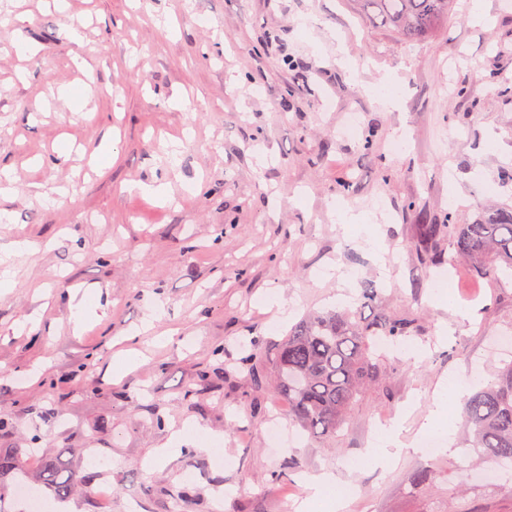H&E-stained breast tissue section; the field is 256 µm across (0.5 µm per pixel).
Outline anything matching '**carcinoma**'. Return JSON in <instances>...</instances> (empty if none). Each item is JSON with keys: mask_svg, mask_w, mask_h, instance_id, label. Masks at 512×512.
Masks as SVG:
<instances>
[{"mask_svg": "<svg viewBox=\"0 0 512 512\" xmlns=\"http://www.w3.org/2000/svg\"><path fill=\"white\" fill-rule=\"evenodd\" d=\"M379 25L409 40L428 35L448 20L455 0H354ZM448 233V264L459 258L481 262L480 272L494 278L512 271V208H480L477 218L460 227L424 224L430 242ZM410 319L379 314L364 321L349 309H331L303 317L276 349V388L288 397L292 419L310 435L333 437L346 420L356 396L377 372L378 349L386 338L397 345L413 333ZM470 447L483 459L512 462V362L495 381L479 386L464 405ZM35 449L0 451V484L21 480ZM94 474H79L62 464L43 469L41 486L58 501L88 485Z\"/></svg>", "mask_w": 512, "mask_h": 512, "instance_id": "1", "label": "carcinoma"}]
</instances>
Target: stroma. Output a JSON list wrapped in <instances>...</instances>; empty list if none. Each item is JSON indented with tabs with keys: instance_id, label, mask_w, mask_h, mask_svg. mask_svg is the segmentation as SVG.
Returning <instances> with one entry per match:
<instances>
[{
	"instance_id": "obj_1",
	"label": "stroma",
	"mask_w": 512,
	"mask_h": 512,
	"mask_svg": "<svg viewBox=\"0 0 512 512\" xmlns=\"http://www.w3.org/2000/svg\"><path fill=\"white\" fill-rule=\"evenodd\" d=\"M471 2L411 41L353 0H0V172L13 176L0 247L32 245L0 288V448L41 435L32 486L54 461L94 471L93 491L58 512H283V494L325 473L348 488L346 512H512V488L476 478L460 401L449 450L341 467L402 412L403 440L421 442L441 379L485 384L505 359L495 336L512 330V275L437 265L447 239L420 243L445 213L467 224L478 206L512 207V8L483 0L477 25ZM388 76L387 110L374 90ZM353 112L359 133L341 136ZM454 193L468 204L449 206ZM337 202L372 217L383 259L337 231ZM437 279L453 307L437 304ZM332 307L415 332L380 349L335 437H314L288 417L272 358L292 324ZM249 347L263 358L246 367ZM173 426L217 436L215 450L150 464ZM421 469L431 482L416 492Z\"/></svg>"
}]
</instances>
